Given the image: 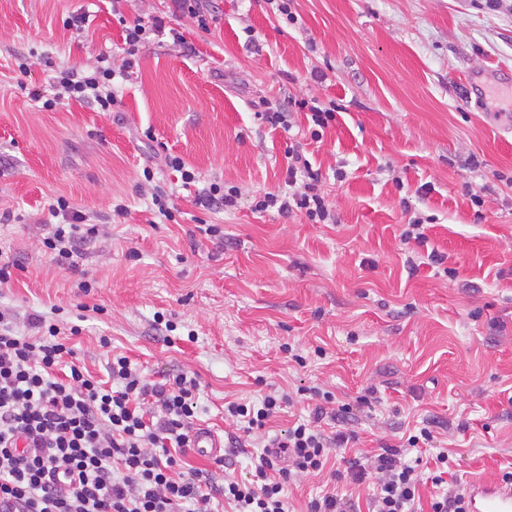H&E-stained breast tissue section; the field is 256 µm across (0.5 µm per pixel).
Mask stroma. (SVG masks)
Segmentation results:
<instances>
[{
    "label": "stroma",
    "instance_id": "stroma-1",
    "mask_svg": "<svg viewBox=\"0 0 512 512\" xmlns=\"http://www.w3.org/2000/svg\"><path fill=\"white\" fill-rule=\"evenodd\" d=\"M206 5L205 32L172 0H0V257L15 264L0 312L26 334L31 314L58 306L56 324L80 326L77 356L100 378L112 351L153 379L198 373L201 424L220 433L225 402L333 391L358 440L291 485L294 512L324 490L367 512L372 485L334 471L416 426L447 449L457 484L500 479L512 467V118L469 106L466 80L512 68V0H291L289 19L267 0ZM81 12L85 26L69 27ZM152 16L179 19L187 47L148 36L114 80L111 111L44 108L59 68L122 59L124 22ZM307 96L337 106L318 141L305 113L295 137L252 107ZM295 143L321 169L335 223L255 210L284 190ZM168 152L239 187L237 207L196 208ZM147 168L172 219L150 209ZM469 184L483 187V206ZM57 198L99 227L74 272L42 244ZM414 216L425 239L402 243ZM202 221L223 238L200 235ZM159 312L174 332L157 329ZM372 388L379 401L364 405Z\"/></svg>",
    "mask_w": 512,
    "mask_h": 512
}]
</instances>
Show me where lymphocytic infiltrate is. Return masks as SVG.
Segmentation results:
<instances>
[{"instance_id": "obj_1", "label": "lymphocytic infiltrate", "mask_w": 512, "mask_h": 512, "mask_svg": "<svg viewBox=\"0 0 512 512\" xmlns=\"http://www.w3.org/2000/svg\"><path fill=\"white\" fill-rule=\"evenodd\" d=\"M151 34L186 44L183 32L163 17L135 19L125 26L128 56L122 63L101 54L90 69L61 70L56 97L46 107L69 98L111 111L115 77L129 71L139 43ZM286 173L287 192L265 193L256 210L298 211L311 223H326L331 214L319 188L322 173L297 146L288 149ZM49 212L56 223L43 245L59 270L76 271L97 228L66 201L50 205ZM29 323L32 334L20 333L0 312V512H216L218 499L232 512H290L295 478L322 471L330 449L356 439L347 427V407L321 390L308 417L268 434L267 424L293 403L290 395L273 391L224 408L225 420L237 428L229 437L231 455L243 450L248 437L260 438L247 479H235L223 458L212 470L189 466L200 395L196 375L180 371L153 380L116 354L106 363V378L98 379L69 342L78 327L62 333L41 313ZM326 419L333 430L323 428ZM434 441L423 427L406 445L385 443L365 458L346 459L349 480L369 479L376 487L371 512H416L420 451Z\"/></svg>"}]
</instances>
